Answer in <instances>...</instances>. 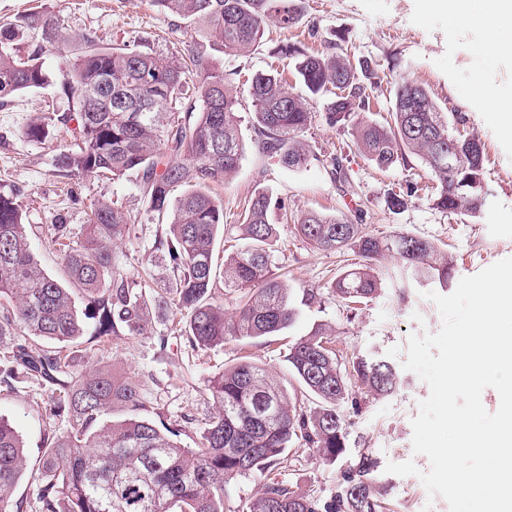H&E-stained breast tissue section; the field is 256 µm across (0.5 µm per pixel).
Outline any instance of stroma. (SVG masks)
I'll use <instances>...</instances> for the list:
<instances>
[{
    "label": "stroma",
    "mask_w": 512,
    "mask_h": 512,
    "mask_svg": "<svg viewBox=\"0 0 512 512\" xmlns=\"http://www.w3.org/2000/svg\"><path fill=\"white\" fill-rule=\"evenodd\" d=\"M301 6L302 15L294 27L270 26V42L257 50L230 56L214 44L208 52L221 61L226 77L237 88L240 132L246 145L238 173L219 189L224 221L237 223L245 199L258 191L268 193L272 198L270 221L280 236L272 268L293 293L323 288L321 303L301 308L295 324L269 345L251 340L215 348L194 347L185 334V312L171 307L147 317L140 332H129L121 325L115 334L104 338L84 335L66 351L79 370L106 367L118 380L135 382L141 394L140 415L171 432L181 446L194 448L201 439V421L214 408L207 390L210 379L239 356L247 355L289 396H298V385L288 372V345L313 327H329L338 349L369 361L388 362L398 386L391 394L364 393L356 405H345V451L336 462L328 464L303 451L295 467L276 470V478L328 498L334 496L340 474L367 455L376 463L371 483L387 501L389 512H448L446 501L429 497L418 475L398 476L386 470L388 463L408 460L420 471L429 468L428 459L413 451L411 425L429 388L402 363L411 334L440 329L436 305L423 298L418 288L410 289L407 301H399L389 285L361 309L346 310L326 287L358 262L356 250H318L298 234L293 220L309 211L342 212L359 216L373 234L411 232L447 252L458 280L512 257V130L500 125L494 113L479 107L488 97L498 106L512 107V55L491 49L493 32L486 25L461 24L444 13H426L422 0H302ZM39 10L59 14L69 33L94 30L113 45L154 43L163 53L180 55L196 39L193 27L177 26L175 17L158 12L148 0H0V22ZM288 42L324 52L339 42L351 59L368 63L371 103L356 112V119L379 121L386 117L395 87L404 80L428 89L442 111L461 116L460 131L484 147L487 204L480 217L435 209L424 193L430 176L418 159L378 171L356 148L351 124L329 123L322 98L310 104L314 117L303 135L311 154L306 167L289 169L256 151L247 79L255 72L273 69L289 91H300L292 59L274 54L277 46ZM66 108L53 85L22 93L0 108V192L20 190L19 201L34 230L36 256L46 272L56 277L62 276L63 265L50 242L49 225H67L72 238L80 239L90 202L116 201L139 221L132 224L129 236L112 244V265L116 273L153 292L168 279L170 268L159 244L161 227L144 219V205L134 181L60 177L54 161L70 146V135L59 130L42 142L22 135L34 118L59 115ZM336 154L344 158L356 185L355 195L340 194L326 170L325 159ZM409 181L419 183L421 193L402 210L390 212L385 204L388 189ZM285 214L290 217L286 223L281 220ZM51 393V388L36 389L25 382L0 387V417L8 419L22 437L31 464L14 490L17 502L35 499L39 480L33 466L47 436L66 430L65 424L48 418L46 405Z\"/></svg>",
    "instance_id": "1"
}]
</instances>
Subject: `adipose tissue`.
<instances>
[{"mask_svg": "<svg viewBox=\"0 0 512 512\" xmlns=\"http://www.w3.org/2000/svg\"><path fill=\"white\" fill-rule=\"evenodd\" d=\"M425 8L438 7L460 22H480L499 31L498 47L512 51V0H424Z\"/></svg>", "mask_w": 512, "mask_h": 512, "instance_id": "adipose-tissue-1", "label": "adipose tissue"}]
</instances>
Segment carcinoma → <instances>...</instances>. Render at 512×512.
<instances>
[{
    "instance_id": "obj_1",
    "label": "carcinoma",
    "mask_w": 512,
    "mask_h": 512,
    "mask_svg": "<svg viewBox=\"0 0 512 512\" xmlns=\"http://www.w3.org/2000/svg\"><path fill=\"white\" fill-rule=\"evenodd\" d=\"M162 13L193 26L198 39L189 54L164 59L135 45L108 47L97 32L75 37L67 51L61 17L35 11L0 25V107L16 95L47 85L44 57L59 59L56 83L67 113L46 116L24 127L22 135L44 141L52 123L74 121V143L56 157L68 176H136L148 219L164 226L172 281L147 296L137 284L114 274L107 242L129 234L132 217L115 203L90 204L87 231L69 240L66 225L49 228L62 246L69 284L49 275L29 242L26 214L18 191L0 192V337L21 336L0 358V383L21 374L58 391L49 415L67 420L66 432L47 438L40 458L35 512H384V502L369 482L373 460L362 457L336 483L326 499L277 479L260 497L235 502L229 486L239 478L261 477L291 464L299 445L321 459L336 460L345 448L342 406L365 390L385 395L398 381L387 362L344 358L320 327L288 348V367L316 406L291 402L247 357L224 369L209 391L218 411L204 422L196 448H182L154 422L136 414L100 424L120 404L140 408L139 388L116 380L109 371L76 369L63 348L84 335L85 319H97L94 333L108 336L116 322L133 331L152 308L175 306L187 313L186 335L202 347L233 341H269L292 326L299 306L322 301L321 288L303 290L301 299L270 272L278 242L268 220L270 197L251 196L236 224L224 223V206L213 187L240 168L245 145L239 132L240 102L224 76V66L207 55L205 42L219 38L224 53L257 48L266 41L269 21L288 28L300 14L299 0H150ZM277 53L295 60L305 94L288 91L277 76L256 74L250 84L254 142L258 151L288 168L310 161L298 137L312 122L308 99L325 97L331 123L354 119L366 107V72L351 65L341 45L334 53H309L285 46ZM148 102L152 110L133 119L129 109ZM392 121L355 123L354 142L373 165L386 170L417 157L435 183L430 202L450 214L477 217L485 204L484 148L450 130L447 113L428 90L414 82L397 84ZM466 161L448 169V145ZM327 167L342 191L356 190L342 159ZM417 187L389 190L386 203L397 211ZM298 232L323 251L353 246L362 258L328 287L348 308L375 299L385 287L379 262L386 253L398 261L401 287H448L454 270L448 256L428 240L402 232L368 233L348 216L310 212L297 219ZM238 235L240 248L224 256L217 274L214 247L219 235ZM224 280V299L216 297ZM84 291L88 312L78 313L71 287ZM27 466L24 444L15 428L0 418V512H14L12 494Z\"/></svg>"
}]
</instances>
